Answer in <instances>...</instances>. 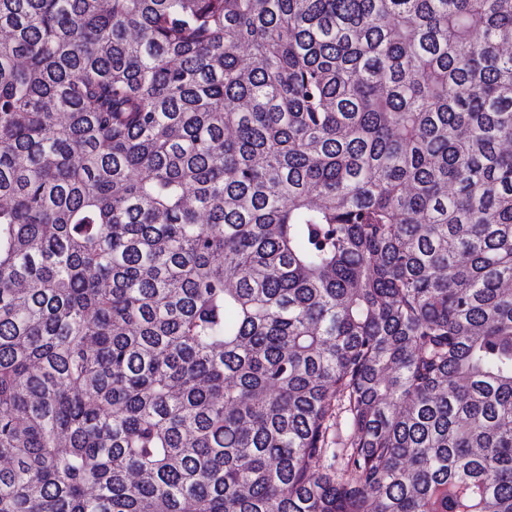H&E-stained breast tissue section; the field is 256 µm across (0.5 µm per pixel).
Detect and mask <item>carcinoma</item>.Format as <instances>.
<instances>
[{"mask_svg":"<svg viewBox=\"0 0 512 512\" xmlns=\"http://www.w3.org/2000/svg\"><path fill=\"white\" fill-rule=\"evenodd\" d=\"M0 31V512H512V0ZM344 400L340 397L334 400L333 404V418L332 423L333 427L330 430V444L329 448H336V452L338 457H336V461L331 458V454L325 459L322 460V465L324 469H326L329 464H333V467L330 472H336V476L340 480H348L351 477L350 470L346 469L344 465V461L341 458V454L339 453V448H343L346 443L350 441L352 438L353 429L351 426L349 414L346 412Z\"/></svg>","mask_w":512,"mask_h":512,"instance_id":"cac0c4a2","label":"carcinoma"}]
</instances>
